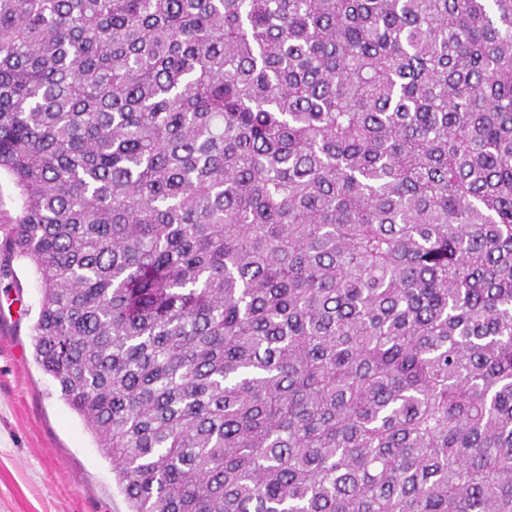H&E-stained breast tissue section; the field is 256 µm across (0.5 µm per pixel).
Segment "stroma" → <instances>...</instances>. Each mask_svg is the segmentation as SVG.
<instances>
[{
	"mask_svg": "<svg viewBox=\"0 0 512 512\" xmlns=\"http://www.w3.org/2000/svg\"><path fill=\"white\" fill-rule=\"evenodd\" d=\"M33 266L0 263V512H128L83 419L36 362Z\"/></svg>",
	"mask_w": 512,
	"mask_h": 512,
	"instance_id": "1",
	"label": "stroma"
}]
</instances>
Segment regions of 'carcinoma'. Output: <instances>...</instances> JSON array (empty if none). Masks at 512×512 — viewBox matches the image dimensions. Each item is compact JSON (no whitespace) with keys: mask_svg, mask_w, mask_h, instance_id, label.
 I'll use <instances>...</instances> for the list:
<instances>
[{"mask_svg":"<svg viewBox=\"0 0 512 512\" xmlns=\"http://www.w3.org/2000/svg\"><path fill=\"white\" fill-rule=\"evenodd\" d=\"M1 170L129 512H512V0H0Z\"/></svg>","mask_w":512,"mask_h":512,"instance_id":"cac0c4a2","label":"carcinoma"}]
</instances>
